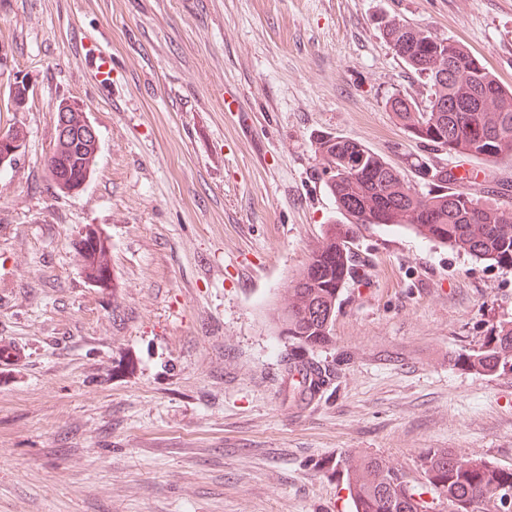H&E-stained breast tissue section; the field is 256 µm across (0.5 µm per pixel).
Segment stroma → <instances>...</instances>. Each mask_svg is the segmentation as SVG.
<instances>
[{
  "instance_id": "35a3bbf8",
  "label": "stroma",
  "mask_w": 512,
  "mask_h": 512,
  "mask_svg": "<svg viewBox=\"0 0 512 512\" xmlns=\"http://www.w3.org/2000/svg\"><path fill=\"white\" fill-rule=\"evenodd\" d=\"M396 18L457 41L512 89V0H0V512H351L347 449L393 461L429 512L428 448L512 468V373L453 365L512 318V268L402 226L361 230L331 340L299 407L269 323L336 205L316 140L354 139L414 177L464 171L512 210V162L433 151L385 106L430 89L382 36ZM89 38L112 58L100 86ZM26 77L7 107L12 73ZM99 136L58 191L56 110ZM95 225L110 277L79 253Z\"/></svg>"
}]
</instances>
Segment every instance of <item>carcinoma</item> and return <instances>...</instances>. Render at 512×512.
Returning <instances> with one entry per match:
<instances>
[{
    "mask_svg": "<svg viewBox=\"0 0 512 512\" xmlns=\"http://www.w3.org/2000/svg\"><path fill=\"white\" fill-rule=\"evenodd\" d=\"M383 34L432 91L424 107L406 97L388 99L387 107L401 129L436 151L493 165L512 161V90L488 69L473 80L475 60L459 56L457 42L451 39L438 45V37L422 29L403 32L394 23L383 27ZM55 130L46 170L53 185L66 193L90 179L98 146L96 137L83 129L79 114L67 107L57 109ZM315 153L319 176L336 203L339 219L325 225L307 263L271 315L272 327L295 346L284 360V370L290 376L299 374L288 391L301 402L322 396L337 375V369L317 361L313 351L330 341L342 288L358 263L354 240L368 224L367 217L383 212L389 223L407 226L425 239L512 267V211L475 191H447L453 178L447 169L431 174L423 167L419 181L413 182L398 164L344 136L318 139ZM359 161L373 171L374 182L355 178L353 163ZM428 175L436 187L426 188ZM80 251L91 274L107 279V252L98 232L82 239ZM455 365L485 376L512 372V320L500 321L497 335L479 350L458 355ZM417 465L426 484L448 501V512H500L504 493L512 492V469L479 455L427 448ZM332 470L342 477L353 512H427L404 472L381 457L347 451Z\"/></svg>",
    "mask_w": 512,
    "mask_h": 512,
    "instance_id": "obj_1",
    "label": "carcinoma"
}]
</instances>
